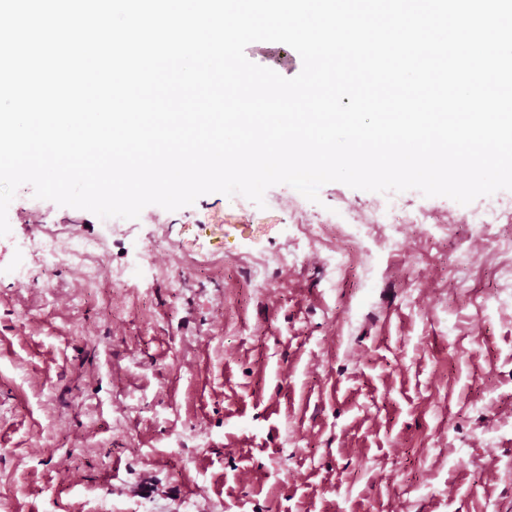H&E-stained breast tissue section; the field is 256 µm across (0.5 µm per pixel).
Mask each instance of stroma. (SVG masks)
<instances>
[{"label":"stroma","mask_w":512,"mask_h":512,"mask_svg":"<svg viewBox=\"0 0 512 512\" xmlns=\"http://www.w3.org/2000/svg\"><path fill=\"white\" fill-rule=\"evenodd\" d=\"M245 54L302 68L281 43ZM398 201L433 223L314 242L373 194L280 184L262 209L210 193L111 226L21 186L0 237V512H512V220L480 237L449 198ZM35 219L143 277L19 282Z\"/></svg>","instance_id":"obj_1"}]
</instances>
